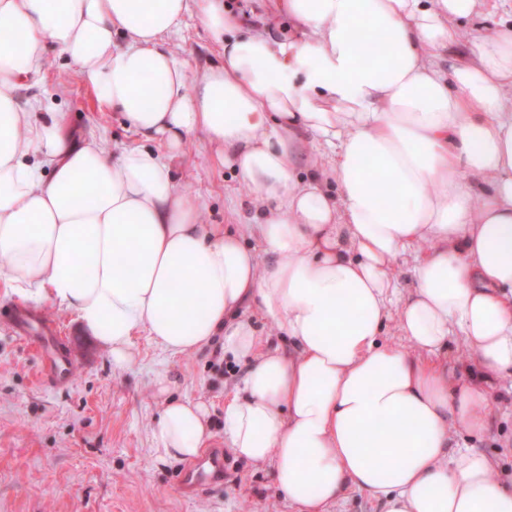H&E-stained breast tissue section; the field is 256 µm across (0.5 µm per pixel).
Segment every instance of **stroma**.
Returning a JSON list of instances; mask_svg holds the SVG:
<instances>
[{
	"label": "stroma",
	"instance_id": "obj_1",
	"mask_svg": "<svg viewBox=\"0 0 512 512\" xmlns=\"http://www.w3.org/2000/svg\"><path fill=\"white\" fill-rule=\"evenodd\" d=\"M176 56L197 72L220 47L197 19L172 41ZM41 92L67 113L73 135H95L113 153L138 138L115 112L99 107L89 84L62 60L49 57ZM178 190L200 198L207 224H245L252 189L190 135L173 162ZM20 308L62 331L73 361L71 380L44 386L38 348L10 328ZM136 358L126 369L82 328L76 314L0 292V512H294L265 469L224 448V404L242 376L241 363L208 353L171 358L147 334L135 336ZM168 371L182 398H205L211 409L212 450L224 453V479L197 496L183 492L184 463L152 450L157 371ZM489 429L476 444L512 479V399L497 401Z\"/></svg>",
	"mask_w": 512,
	"mask_h": 512
}]
</instances>
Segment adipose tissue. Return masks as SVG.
<instances>
[{"label": "adipose tissue", "mask_w": 512, "mask_h": 512, "mask_svg": "<svg viewBox=\"0 0 512 512\" xmlns=\"http://www.w3.org/2000/svg\"><path fill=\"white\" fill-rule=\"evenodd\" d=\"M269 5L287 29L244 28L224 0H0V282L74 311L121 369L141 332L244 361L224 445L295 512L350 490L383 512H512V481L471 446L512 380V0ZM191 15L224 48L194 75L166 47ZM361 32L389 56L359 63ZM51 54L140 145L72 137L35 92ZM193 134L253 188L252 223H201L178 191ZM392 319L406 346L382 342ZM456 337L477 379L449 366ZM174 384L155 373V452L191 462L211 411Z\"/></svg>", "instance_id": "adipose-tissue-1"}]
</instances>
